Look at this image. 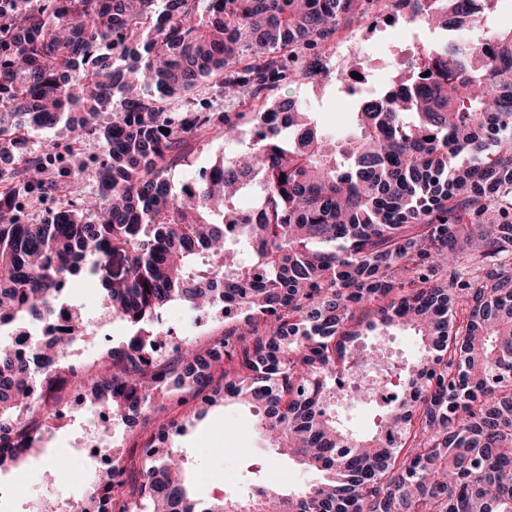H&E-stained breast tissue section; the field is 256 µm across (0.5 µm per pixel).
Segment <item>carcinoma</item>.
Returning <instances> with one entry per match:
<instances>
[{
    "mask_svg": "<svg viewBox=\"0 0 512 512\" xmlns=\"http://www.w3.org/2000/svg\"><path fill=\"white\" fill-rule=\"evenodd\" d=\"M502 0H0V473L39 456L60 384L108 415L97 432L156 411L171 390L251 405L281 454L314 473L288 492L256 487L203 501L182 452L186 420L158 426L141 458L138 496L116 495L124 468H97L79 512H512V24ZM385 12L448 30L484 13L480 34L423 45L396 85L358 95L348 128L325 130L280 88L328 76L341 30ZM429 72L424 77L422 73ZM249 112L177 100L204 79ZM284 114L282 124L267 114ZM111 114L105 121L104 113ZM66 148L96 139L97 191L48 182L38 131ZM249 136L239 155L173 189L185 138ZM31 156L23 176L11 170ZM285 182H280V177ZM254 195L241 211L237 197ZM63 195L38 221L20 198ZM98 275L112 318L131 336L79 377L65 361L93 339L72 277ZM174 302L200 319L235 316L207 349L154 353ZM51 324L57 336L32 329ZM420 338L397 401L368 435L336 419L361 348L398 329ZM222 371V379L215 378Z\"/></svg>",
    "mask_w": 512,
    "mask_h": 512,
    "instance_id": "1",
    "label": "carcinoma"
}]
</instances>
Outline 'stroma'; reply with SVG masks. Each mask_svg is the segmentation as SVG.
<instances>
[{
	"mask_svg": "<svg viewBox=\"0 0 512 512\" xmlns=\"http://www.w3.org/2000/svg\"><path fill=\"white\" fill-rule=\"evenodd\" d=\"M416 39L413 30L403 24L380 23L369 27L363 39L336 41L330 48L331 62L348 65L363 60L371 65L383 85H390L397 75V62L413 51ZM283 96L305 102L316 112L325 127L336 130L347 127L353 110V96L342 90L335 79L320 84H294L283 88ZM243 148L236 141H221L210 137L186 139L178 149L179 160L168 177L173 184L194 178L198 171L210 165L217 157L237 154ZM99 278L76 279L68 294L69 301L80 305L98 331L96 343L78 342L69 351V358L85 370L96 371L100 350L126 340L129 326L112 318L100 298ZM165 326L204 348L218 341L224 332V319L217 316L199 326L183 304L169 305L162 313ZM71 412L57 426L51 427L45 442L46 453L30 459L8 473L0 474V512H24L29 494L41 492L52 485L62 499L80 497L83 485L91 478L96 464L79 444L88 428L90 409L80 398L63 393ZM190 404L166 406L150 414L141 424L131 429L112 432L114 453L125 467L130 479L122 488L123 494L136 491L140 479L141 456L144 445L157 426L171 418L189 413ZM255 416L250 407L229 403L216 405L208 414L175 438L177 447L186 449L188 473L198 494L203 498L219 495L213 483L214 476L230 472L236 490L246 493L252 488L250 467L262 470L266 484L282 481L289 486L303 484L308 479L305 469L278 457L262 433L256 429Z\"/></svg>",
	"mask_w": 512,
	"mask_h": 512,
	"instance_id": "35a3bbf8",
	"label": "stroma"
}]
</instances>
